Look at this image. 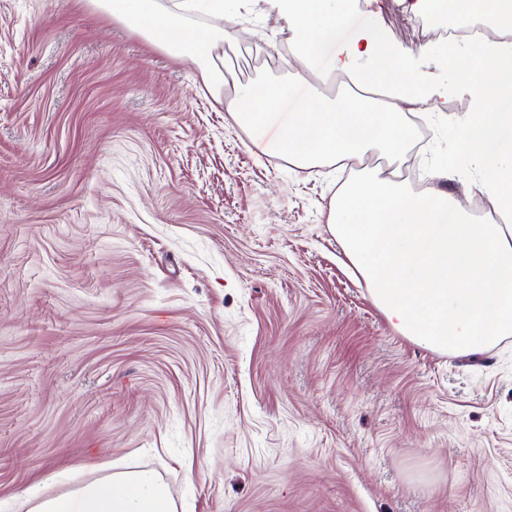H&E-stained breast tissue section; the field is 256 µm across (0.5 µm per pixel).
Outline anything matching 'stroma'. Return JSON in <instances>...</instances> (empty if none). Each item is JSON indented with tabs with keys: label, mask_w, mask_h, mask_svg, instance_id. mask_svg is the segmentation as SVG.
I'll return each mask as SVG.
<instances>
[{
	"label": "stroma",
	"mask_w": 512,
	"mask_h": 512,
	"mask_svg": "<svg viewBox=\"0 0 512 512\" xmlns=\"http://www.w3.org/2000/svg\"><path fill=\"white\" fill-rule=\"evenodd\" d=\"M232 8L241 47L297 37ZM224 115L90 0H0V500L146 469L177 512H512V335L402 336L326 224L344 167Z\"/></svg>",
	"instance_id": "stroma-1"
}]
</instances>
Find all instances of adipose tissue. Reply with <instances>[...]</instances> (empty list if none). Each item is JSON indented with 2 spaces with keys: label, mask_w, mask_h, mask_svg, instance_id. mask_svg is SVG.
Masks as SVG:
<instances>
[{
  "label": "adipose tissue",
  "mask_w": 512,
  "mask_h": 512,
  "mask_svg": "<svg viewBox=\"0 0 512 512\" xmlns=\"http://www.w3.org/2000/svg\"><path fill=\"white\" fill-rule=\"evenodd\" d=\"M101 10L126 23L172 56L196 64L214 94H221L225 76L212 52L236 42V20L228 0H92ZM272 7L298 40L290 55L300 67L292 79L277 83L252 81L225 102L224 110L240 127L262 128L272 110L288 100L295 85L313 76L318 87L335 75H347L356 95L336 100L317 90L280 125L267 149L298 167H329L342 160L374 155L399 159L413 130L404 110L415 103L409 88L415 77L403 54L383 35L376 14H369L349 40L341 33L350 21L347 0H252ZM216 18V25H192L193 13ZM34 512H176L158 475L151 470L122 472L55 498L27 492Z\"/></svg>",
  "instance_id": "1"
}]
</instances>
